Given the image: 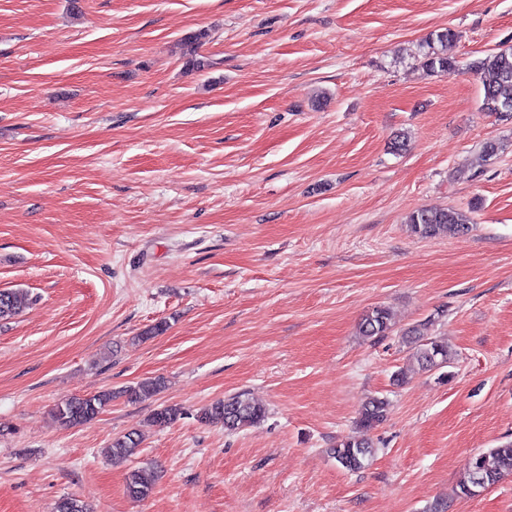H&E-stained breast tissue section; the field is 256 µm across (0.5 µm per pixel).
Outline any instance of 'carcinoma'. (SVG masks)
<instances>
[{"instance_id":"1","label":"carcinoma","mask_w":512,"mask_h":512,"mask_svg":"<svg viewBox=\"0 0 512 512\" xmlns=\"http://www.w3.org/2000/svg\"><path fill=\"white\" fill-rule=\"evenodd\" d=\"M209 37L205 30L190 33L182 39L185 65L187 68L202 71L209 63L198 53L200 45ZM457 33L446 28L434 31L421 40L420 49L414 57L413 67L427 74L445 75L457 69L456 61L448 56V44L456 40ZM482 88L483 110L502 119L512 118V46L502 47L483 57L475 58L468 64ZM407 224L413 234L420 238H435L448 231L465 234L470 229L471 218L461 209L434 206L411 213ZM28 305L27 294L16 290H0V319L17 316ZM360 336L373 339L387 335L391 331L390 314L383 307L368 311L358 324ZM414 337L416 360L422 368L431 370L449 364L448 344L435 338H426L420 328L409 331ZM164 388L161 378H149L134 385L126 386L118 392L98 391L94 394L73 395L55 405L52 416L63 427H74L95 419L118 396L129 402H142L157 396ZM388 401L380 396L368 397L358 413V428L369 432L380 425L385 418ZM186 415L177 404L161 405L154 409L150 421L158 427L169 426ZM267 417L266 408L252 400L245 392H238L217 399L196 413L198 421L216 424L230 433L259 424ZM141 444L140 435L135 431L126 432L112 439L107 454L113 459H128L135 456ZM333 458L348 472L365 468L375 454L374 443L368 436L349 435L331 449ZM470 480L462 486L465 496L475 495L476 479L483 478L487 485L499 483L512 474V442L474 453L468 462ZM154 489V476L148 468H138L130 472L126 484L128 496L136 501L147 499Z\"/></svg>"}]
</instances>
